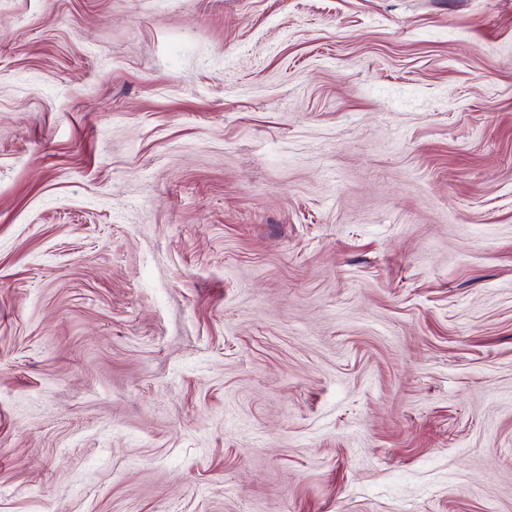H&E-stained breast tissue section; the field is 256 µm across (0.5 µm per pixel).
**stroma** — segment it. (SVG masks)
I'll use <instances>...</instances> for the list:
<instances>
[{"instance_id": "obj_1", "label": "stroma", "mask_w": 512, "mask_h": 512, "mask_svg": "<svg viewBox=\"0 0 512 512\" xmlns=\"http://www.w3.org/2000/svg\"><path fill=\"white\" fill-rule=\"evenodd\" d=\"M0 512H512V0H0Z\"/></svg>"}]
</instances>
